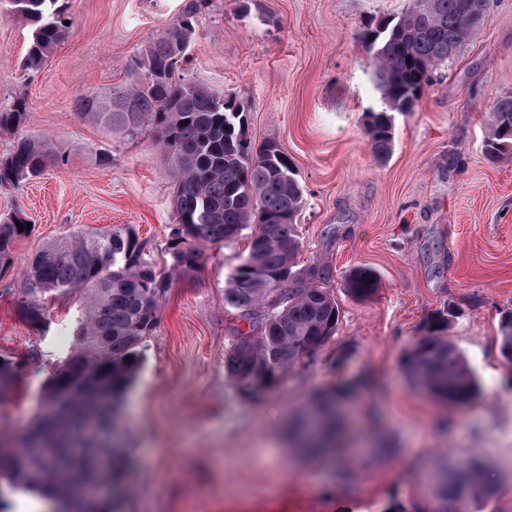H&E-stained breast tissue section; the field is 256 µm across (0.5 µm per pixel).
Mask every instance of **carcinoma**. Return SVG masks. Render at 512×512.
I'll use <instances>...</instances> for the list:
<instances>
[{"mask_svg":"<svg viewBox=\"0 0 512 512\" xmlns=\"http://www.w3.org/2000/svg\"><path fill=\"white\" fill-rule=\"evenodd\" d=\"M475 0H409L398 15L387 14L377 28L366 24L360 39L375 68L384 109L369 114L367 135L373 157L385 162L394 148V112L414 110L439 67L483 26L489 0L475 11ZM207 0H188L165 34L145 48L132 81L110 95L79 99L82 118L106 133L138 137L150 132L175 173L172 191L177 224L172 227V269L200 265L203 249L227 246L243 234L249 251L229 274L224 308L236 312L247 330L234 328L236 342L224 355V370L237 391L255 399L278 387L305 359L336 335L340 308L326 287V266L300 268L295 224L304 206L303 187L288 155L276 142L254 151L247 119L235 101L181 73L197 18ZM7 17L33 25L25 58L38 69L63 40L66 7L60 0H0ZM26 101L0 111V131L28 124ZM496 163L512 155V97L497 101L484 146ZM44 137H19L0 157V186H16L62 163ZM16 211L0 220V265L11 262V245L29 233ZM169 274L142 258L137 240L125 230L77 231L48 244L29 263L24 296L28 318L42 314L47 294L77 296L81 304L74 334L79 344L46 383L30 427L19 435L10 464L0 465V481L12 490L46 499L73 496L87 482L99 457L112 461L109 477L118 482L122 447L108 438L94 440L88 422L117 435L124 428L121 406L140 367L139 347L155 323ZM346 290L366 300L378 288L375 273L352 270ZM447 319L438 316L405 356L409 382L438 397L467 403L478 393L476 379L451 339L440 335ZM502 355L512 351V312L499 321ZM132 361H126L127 357ZM18 367L0 357V404L16 393ZM344 396L334 387L318 392L297 417L294 436L309 457L334 447L337 410ZM436 507L431 512H466L470 503L496 497L478 460L468 468L427 482Z\"/></svg>","mask_w":512,"mask_h":512,"instance_id":"1","label":"carcinoma"}]
</instances>
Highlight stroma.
<instances>
[{"label": "stroma", "mask_w": 512, "mask_h": 512, "mask_svg": "<svg viewBox=\"0 0 512 512\" xmlns=\"http://www.w3.org/2000/svg\"><path fill=\"white\" fill-rule=\"evenodd\" d=\"M186 0H69L70 28L31 70L32 28L0 18V110L25 99L23 134L43 136L63 165L0 187V217L23 211L28 235L0 267V355L20 366L18 391L0 407V438L29 424L66 354L77 297H45L42 321L23 312L28 262L79 230L124 229L157 269L169 270L175 175L151 134L108 135L77 114L85 93L108 94L161 37ZM409 0H209L185 73L236 99L254 146L287 154L306 204L296 224L299 266L329 265L340 308L334 336L262 398L240 395L224 372L238 320L224 284L247 239L205 249L174 275L143 340L142 366L122 406L128 462L114 492L121 512H417L424 484L473 454L500 491L468 512H512V364L498 323L512 311V157L484 155L490 111L512 96V0H489L482 30L440 67L414 111L394 115L390 159L375 163L366 114L383 106L357 34ZM463 164L448 170L449 152ZM111 162L98 163L100 153ZM374 270L359 301L345 276ZM479 385L466 404L410 385L402 357L439 312ZM363 375L373 385L344 401L335 451L312 461L288 436L317 392ZM390 454H380V447Z\"/></svg>", "instance_id": "stroma-1"}]
</instances>
